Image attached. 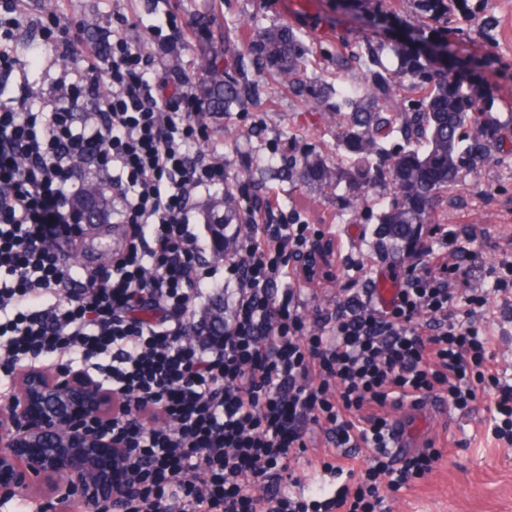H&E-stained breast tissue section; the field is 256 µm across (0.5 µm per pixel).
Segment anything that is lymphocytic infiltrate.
I'll list each match as a JSON object with an SVG mask.
<instances>
[{"instance_id":"1","label":"lymphocytic infiltrate","mask_w":512,"mask_h":512,"mask_svg":"<svg viewBox=\"0 0 512 512\" xmlns=\"http://www.w3.org/2000/svg\"><path fill=\"white\" fill-rule=\"evenodd\" d=\"M175 24L172 10L156 13V53L122 38L86 45L57 17L32 25L38 46L81 66L0 101V395L57 361L111 392V420L91 428L112 442L121 512H391L388 492L443 457L431 441L392 453L397 412L432 400L466 412L481 389L496 395L494 436L512 445V385L493 372L480 324L483 266L449 245L445 225L429 230L444 250L409 241L389 306L351 287L309 322L304 287L334 279L344 241L237 186L246 226L224 233L232 289L223 335L208 334L196 308L209 272L190 213L231 173L186 153L204 127L199 105L185 92L170 110L157 78ZM100 167L119 171L112 221L124 244L79 279L55 247ZM344 449L367 454L347 483L298 492L293 458L310 452L339 473Z\"/></svg>"}]
</instances>
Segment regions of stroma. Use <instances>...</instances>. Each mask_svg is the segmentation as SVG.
I'll use <instances>...</instances> for the list:
<instances>
[{"mask_svg":"<svg viewBox=\"0 0 512 512\" xmlns=\"http://www.w3.org/2000/svg\"><path fill=\"white\" fill-rule=\"evenodd\" d=\"M25 7L30 17L50 7L57 17L80 22L79 36L89 45L107 26L116 36L140 44L147 40L144 23L153 0H27ZM170 7L181 27L164 76L171 88L187 79L203 89L198 61L221 51L218 30L237 38L233 49L223 51L224 81L240 96L226 102L222 113H205L207 136L191 144V154L222 157L234 181H247L258 199L275 198L283 212H297L309 224L330 225L360 266L354 274L339 268L331 284L315 286L306 316L314 317L319 299H340L350 278L362 287L382 280L401 282L402 246L380 238L376 214L364 212L359 201L365 194L388 204L395 192L390 179L369 181L361 193L350 192L355 162L338 145L335 121L308 104L306 96L276 87L266 63L249 50L264 31L291 27L312 51L309 83L355 88L363 67H339L338 58L364 54L372 41L384 44L383 60L395 69L393 34L366 26L356 13L337 10L334 0H170ZM116 8L128 16L129 25L115 23ZM437 38L451 44L459 58L482 60L470 82L476 109L490 111L501 132L489 146V161L460 173L431 221L454 229L457 247L478 252L492 267L512 256V0H467L464 17L439 30ZM31 39L28 27L20 26L15 42L23 64L11 84L27 80L43 85L49 76L73 69V61L57 60L48 49L39 63H28ZM307 155L335 167V190L298 182L292 161ZM122 245L121 225L87 224L75 241L59 242L57 251L66 262L91 270L101 261V249L115 253ZM499 304L497 292H489L485 329L499 368L512 380V312L500 310ZM491 405V396L482 393L466 414L439 402L424 413L408 411L406 423L415 430V442L433 439L444 457L427 478L394 494L393 512H512V446L493 437Z\"/></svg>","mask_w":512,"mask_h":512,"instance_id":"obj_1","label":"stroma"}]
</instances>
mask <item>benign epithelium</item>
<instances>
[{"mask_svg":"<svg viewBox=\"0 0 512 512\" xmlns=\"http://www.w3.org/2000/svg\"><path fill=\"white\" fill-rule=\"evenodd\" d=\"M110 418L112 400L68 367L28 371L0 406V500L39 492L49 501L79 496L112 507L101 500L107 478L97 467L112 442L86 428Z\"/></svg>","mask_w":512,"mask_h":512,"instance_id":"obj_1","label":"benign epithelium"}]
</instances>
